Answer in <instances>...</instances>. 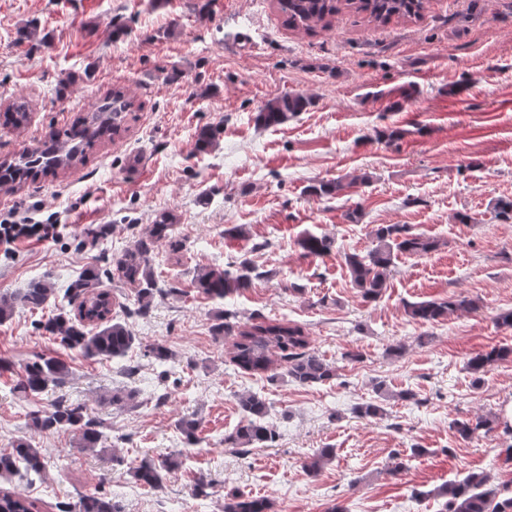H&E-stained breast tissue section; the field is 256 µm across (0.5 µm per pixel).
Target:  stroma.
<instances>
[{"instance_id":"obj_1","label":"stroma","mask_w":512,"mask_h":512,"mask_svg":"<svg viewBox=\"0 0 512 512\" xmlns=\"http://www.w3.org/2000/svg\"><path fill=\"white\" fill-rule=\"evenodd\" d=\"M116 87L138 105L125 131L57 174L15 192L0 186V219L15 212L63 227L58 238L0 250V293L37 279L55 290L52 303L17 305L0 324V358L15 366L0 372V450L25 438L46 459L43 473L13 476L9 488L43 512L98 493L123 512H223L225 496L239 492L268 498L274 512H442L437 488L469 472L512 485L502 427L467 441L450 428L512 407V358L479 379L466 367L477 352L512 347V329L494 322L512 309V223L492 209L512 197V0H427L419 20L385 25L345 9L313 32L288 28L272 0H0V113L18 98L29 103L24 126L0 121V161L91 119ZM287 93L311 103L261 125L258 113ZM206 125L220 134L199 152ZM329 180L342 182L338 194H309ZM163 211L182 247L151 248L150 314H135L129 285L101 282L113 319L135 338L125 357L88 359L37 329L72 281L148 239ZM380 224L408 225L439 246L398 255L381 298L368 303L343 255L370 250ZM307 234L333 238L332 252L304 256ZM244 260L255 272L248 288L221 301L196 288L200 270L232 272ZM453 295L479 311L431 325L406 314L407 303ZM282 320L305 329L334 379L300 385L240 370L232 335L215 332L220 321L237 329ZM155 345L168 349L166 362ZM38 356L63 359L69 372L23 395L15 371ZM128 389L134 403L107 404ZM403 390L413 399L399 400ZM245 393L265 398L272 447L225 444ZM376 398L383 415L357 418L354 407ZM58 403L84 406L100 424V447L30 426V413ZM183 417L199 420L197 444L177 429ZM415 445L426 455L393 474ZM326 447L335 459L310 475L305 462ZM166 454L182 466L161 488L134 483L132 467ZM203 476L210 487L200 495Z\"/></svg>"}]
</instances>
